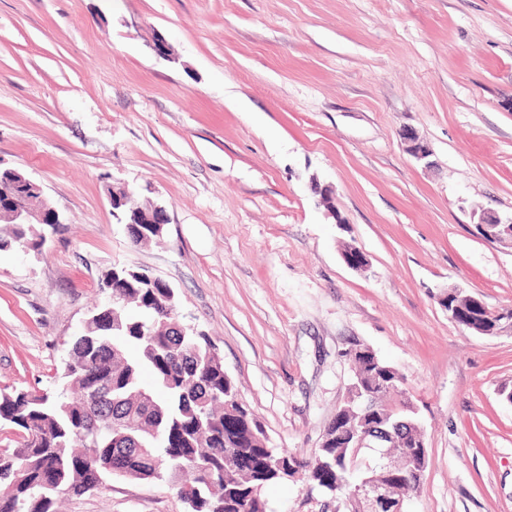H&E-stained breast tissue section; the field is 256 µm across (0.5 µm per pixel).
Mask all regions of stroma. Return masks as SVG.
<instances>
[{
	"label": "stroma",
	"instance_id": "1",
	"mask_svg": "<svg viewBox=\"0 0 512 512\" xmlns=\"http://www.w3.org/2000/svg\"><path fill=\"white\" fill-rule=\"evenodd\" d=\"M511 97L512 0H0V166L61 219L41 254L0 251V393L58 389L104 275L143 268L274 446L318 452L364 344L425 433L406 512H512V335L437 301L458 287L512 308V243L476 229L512 216ZM115 179L165 207L159 239L131 245ZM264 495L271 512L329 500L298 479ZM61 510L186 512L168 483L121 477Z\"/></svg>",
	"mask_w": 512,
	"mask_h": 512
}]
</instances>
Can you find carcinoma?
<instances>
[{"label":"carcinoma","mask_w":512,"mask_h":512,"mask_svg":"<svg viewBox=\"0 0 512 512\" xmlns=\"http://www.w3.org/2000/svg\"><path fill=\"white\" fill-rule=\"evenodd\" d=\"M112 293L114 313L73 337L67 356L74 375L62 390L0 396V422L18 431L16 446L0 451V482L16 481L0 512H56L60 497L89 492L92 471L103 480H167L187 512H268L264 488L299 472L343 504L362 474L351 470L336 427L378 423V408L357 398L353 412L336 413L323 433L326 447L314 456L275 448L208 336L176 323L173 289L137 275ZM144 371L150 388L141 382ZM374 374L385 381L377 403L418 427L406 401L393 399L404 380L394 367L376 356L361 359L353 383L361 388ZM394 451L397 481L410 496L427 461L410 443Z\"/></svg>","instance_id":"obj_1"}]
</instances>
